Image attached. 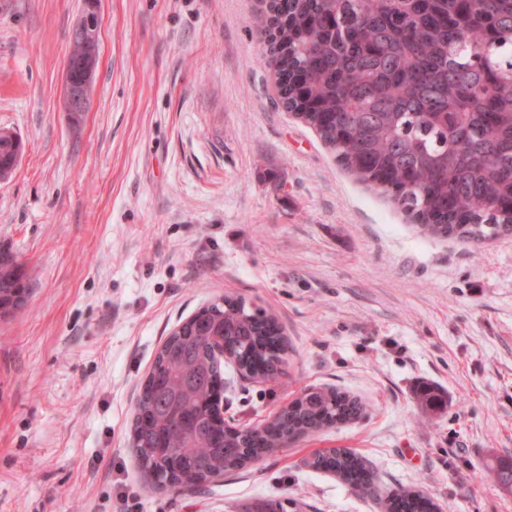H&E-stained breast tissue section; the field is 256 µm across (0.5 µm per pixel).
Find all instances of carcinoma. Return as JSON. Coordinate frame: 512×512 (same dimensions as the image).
I'll return each mask as SVG.
<instances>
[{
	"label": "carcinoma",
	"mask_w": 512,
	"mask_h": 512,
	"mask_svg": "<svg viewBox=\"0 0 512 512\" xmlns=\"http://www.w3.org/2000/svg\"><path fill=\"white\" fill-rule=\"evenodd\" d=\"M268 34L278 99L301 114L360 181L390 196L426 233L483 244L512 236V0H271ZM22 151L0 138V166ZM23 264L0 246V314L23 307ZM253 379L279 374L282 327L241 297L200 307L169 334L139 395L132 438L159 486L192 487L305 435L362 417L337 389H304L270 421L236 432L212 410L224 389L210 337ZM310 466L377 493L344 448ZM512 490V462L492 467ZM388 512H435L395 489Z\"/></svg>",
	"instance_id": "carcinoma-1"
}]
</instances>
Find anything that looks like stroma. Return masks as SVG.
Masks as SVG:
<instances>
[{"instance_id":"1","label":"stroma","mask_w":512,"mask_h":512,"mask_svg":"<svg viewBox=\"0 0 512 512\" xmlns=\"http://www.w3.org/2000/svg\"><path fill=\"white\" fill-rule=\"evenodd\" d=\"M84 0H0V245L24 307L0 316V512H382L318 471L345 448L445 512H512V237L420 234L280 104L267 0H102L92 104L63 100ZM241 297L288 344L276 379L224 362V419L270 420L304 388L365 415L190 489L151 488L130 443L141 384L199 307ZM439 407L423 410L421 387Z\"/></svg>"}]
</instances>
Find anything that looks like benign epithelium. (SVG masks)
I'll return each instance as SVG.
<instances>
[{
  "label": "benign epithelium",
  "mask_w": 512,
  "mask_h": 512,
  "mask_svg": "<svg viewBox=\"0 0 512 512\" xmlns=\"http://www.w3.org/2000/svg\"><path fill=\"white\" fill-rule=\"evenodd\" d=\"M101 25V0H85L73 28L81 52L68 57L64 76V106L72 114L86 112L91 105Z\"/></svg>",
  "instance_id": "1"
}]
</instances>
